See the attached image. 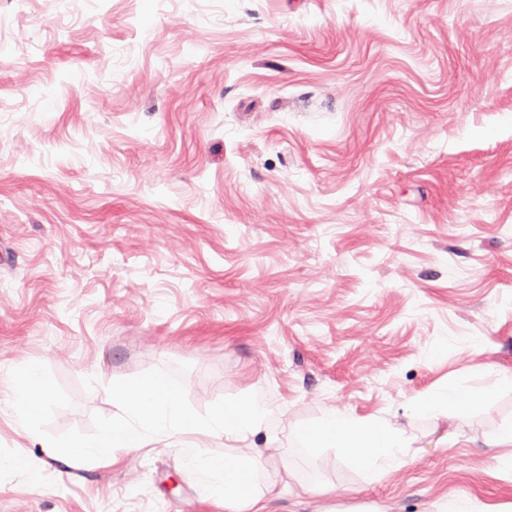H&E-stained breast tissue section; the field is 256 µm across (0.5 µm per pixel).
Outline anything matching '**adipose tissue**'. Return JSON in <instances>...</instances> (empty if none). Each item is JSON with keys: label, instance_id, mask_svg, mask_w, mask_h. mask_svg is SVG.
Instances as JSON below:
<instances>
[{"label": "adipose tissue", "instance_id": "1", "mask_svg": "<svg viewBox=\"0 0 512 512\" xmlns=\"http://www.w3.org/2000/svg\"><path fill=\"white\" fill-rule=\"evenodd\" d=\"M20 416L34 415L48 402L47 383L37 366H29L13 391ZM112 424L97 437L60 450V459L73 464L116 451L146 448L164 438L199 433L224 440L221 456H192L194 472L212 479L211 492L223 500L226 512H264L269 500L280 495L278 481H260L264 469L261 450L254 439L265 428L269 408L256 400L225 403L208 417L188 410L179 393L160 376L135 386L112 388ZM302 441L311 448H340L368 474L382 473L400 462L411 441L399 425L373 418H352L329 409L314 429L303 431Z\"/></svg>", "mask_w": 512, "mask_h": 512}]
</instances>
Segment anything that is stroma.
Here are the masks:
<instances>
[{
    "label": "stroma",
    "mask_w": 512,
    "mask_h": 512,
    "mask_svg": "<svg viewBox=\"0 0 512 512\" xmlns=\"http://www.w3.org/2000/svg\"><path fill=\"white\" fill-rule=\"evenodd\" d=\"M1 252L0 512H224L217 439L54 458L155 374L270 406L268 512H512V0H0ZM332 408L403 463L309 453ZM13 399L21 417L34 415L48 403L47 383L37 366H29L18 378ZM475 399L467 393L455 388H448L443 394L426 403L428 411L445 409L450 411H461L472 408ZM301 440L309 448H342L367 474L382 473L400 462L411 441L405 429L373 418H351L329 409L317 426L305 430Z\"/></svg>",
    "instance_id": "35a3bbf8"
}]
</instances>
